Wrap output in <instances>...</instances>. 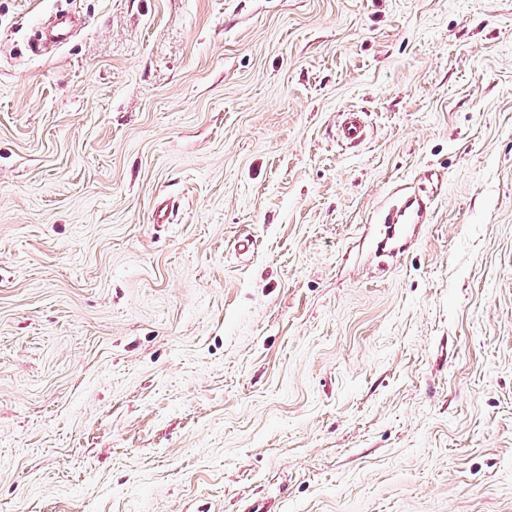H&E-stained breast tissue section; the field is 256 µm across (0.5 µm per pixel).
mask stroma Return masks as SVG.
Returning <instances> with one entry per match:
<instances>
[{
    "mask_svg": "<svg viewBox=\"0 0 512 512\" xmlns=\"http://www.w3.org/2000/svg\"><path fill=\"white\" fill-rule=\"evenodd\" d=\"M0 512H512V0H0ZM366 126L359 112H349L337 128V137L350 144H358L364 140ZM429 207L424 198L410 197L400 208H396L394 216L384 221V224H424L429 219Z\"/></svg>",
    "mask_w": 512,
    "mask_h": 512,
    "instance_id": "obj_1",
    "label": "stroma"
}]
</instances>
